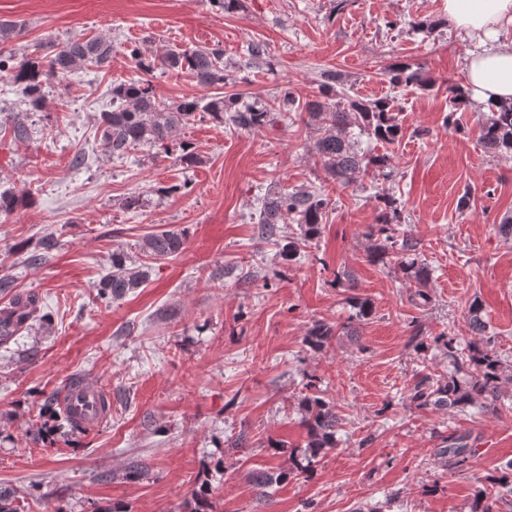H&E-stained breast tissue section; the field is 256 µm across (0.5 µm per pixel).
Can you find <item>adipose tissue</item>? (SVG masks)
Masks as SVG:
<instances>
[{"mask_svg":"<svg viewBox=\"0 0 512 512\" xmlns=\"http://www.w3.org/2000/svg\"><path fill=\"white\" fill-rule=\"evenodd\" d=\"M447 2L449 23L480 45L465 67L471 99L487 106L512 101V0Z\"/></svg>","mask_w":512,"mask_h":512,"instance_id":"adipose-tissue-1","label":"adipose tissue"}]
</instances>
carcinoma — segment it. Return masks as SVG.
<instances>
[{
	"label": "carcinoma",
	"instance_id": "carcinoma-1",
	"mask_svg": "<svg viewBox=\"0 0 512 512\" xmlns=\"http://www.w3.org/2000/svg\"><path fill=\"white\" fill-rule=\"evenodd\" d=\"M112 51V42L105 37H74L62 49L42 59L19 60L11 52L0 51V73L10 75L24 106L23 112L13 117V139L25 141L30 137L27 113L43 110L49 80L54 79L60 85L79 70L105 68L112 59ZM129 56L145 77L112 85V110L100 114V139L106 152L114 158H122L148 145L166 154L178 128L196 119L202 121L208 118L218 123L228 121L237 129L258 131L275 123L279 116L304 112L308 116L306 124L316 125L319 131L313 143L312 157L324 172L325 180L347 186L359 174L370 173L386 180L392 177L388 154L362 151L352 133L356 127L383 145L397 144L404 131L391 99L335 102L336 89L322 84L319 93L303 101L292 88L284 85L267 99L255 98L246 103L237 96L220 94L209 98L187 97L168 103L158 98L149 76L157 70L181 71L189 74L199 86H222L227 79L224 50L216 47L170 49L158 57L149 58L134 46L129 49ZM384 75L396 87L425 86L419 69L410 63H395L386 68ZM467 101L463 87L448 86V126L455 125V112ZM478 139L486 153L512 156V102L494 106L482 115L478 122ZM376 198L379 209L376 223L367 225L364 231V237L369 241L367 261L386 265L392 259H397L405 271L410 299L425 305L430 298L428 289L432 270L418 256V244L398 233L401 202L384 191ZM327 207V195L313 186L299 187L269 197L262 204L258 217L261 237L267 241L275 239L279 225L284 223L285 218H292L299 224L301 233L300 237L288 241L283 247L284 254L291 258L320 236ZM183 244L181 233L167 230L146 236L140 251L154 260H165L177 255ZM142 283L139 272L127 267L125 257L116 253L112 255V274L103 281L99 296L108 303L117 301ZM13 288L10 277L0 276V292L12 294L10 306L1 309L0 316L15 317L14 321L8 323L0 320V342L3 344L29 329L34 321L47 324L46 317L39 315L36 297L15 293ZM483 312L479 301L470 304L467 323L471 340L465 344L450 332H442L432 338L414 333L417 349L427 351L439 348L448 357V373L436 375L421 371L415 375L408 389V399L415 409L433 411L481 407L488 402L498 401L504 389L512 386V365L496 351L494 337L487 332ZM336 336L334 327L317 322L308 331L304 343L310 350L322 352ZM306 391L302 398L308 434L306 449L302 457L292 460L286 472H253L252 482L261 490L286 477L306 473L314 459L336 447V433L341 424L336 404L323 396L312 381L306 384ZM55 404L54 396H46L38 417L47 415L73 429L77 428L63 411L56 410ZM446 442L447 445L439 449L438 455L444 459L448 469L454 472L468 470L476 454V450L471 448L470 435L453 432L448 435ZM493 482L501 487L497 497L491 499L484 492H478L470 512H499L500 502L512 508V462L500 468ZM20 510L16 492L0 488V512Z\"/></svg>",
	"mask_w": 512,
	"mask_h": 512
}]
</instances>
